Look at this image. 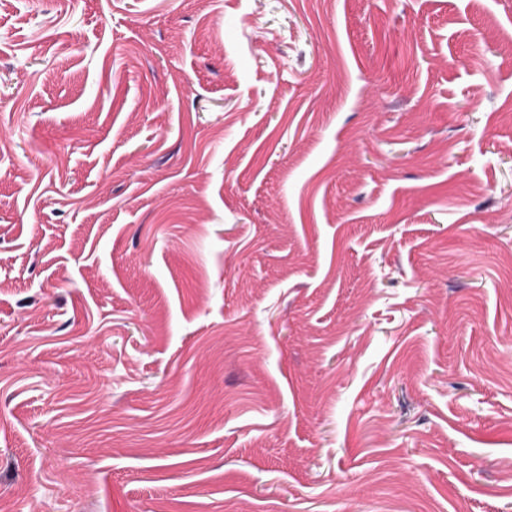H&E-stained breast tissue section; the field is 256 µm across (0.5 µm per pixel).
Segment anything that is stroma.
<instances>
[{
	"instance_id": "stroma-1",
	"label": "stroma",
	"mask_w": 512,
	"mask_h": 512,
	"mask_svg": "<svg viewBox=\"0 0 512 512\" xmlns=\"http://www.w3.org/2000/svg\"><path fill=\"white\" fill-rule=\"evenodd\" d=\"M512 0H0V512H512Z\"/></svg>"
}]
</instances>
